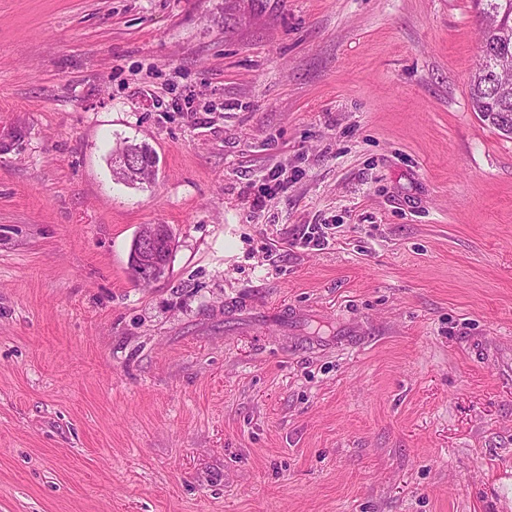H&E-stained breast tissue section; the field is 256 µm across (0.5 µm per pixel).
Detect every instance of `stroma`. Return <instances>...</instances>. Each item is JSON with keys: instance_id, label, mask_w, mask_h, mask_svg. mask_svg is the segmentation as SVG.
Returning a JSON list of instances; mask_svg holds the SVG:
<instances>
[{"instance_id": "35a3bbf8", "label": "stroma", "mask_w": 512, "mask_h": 512, "mask_svg": "<svg viewBox=\"0 0 512 512\" xmlns=\"http://www.w3.org/2000/svg\"><path fill=\"white\" fill-rule=\"evenodd\" d=\"M478 58L473 0H0V512H512ZM166 224H144L138 233V249L133 262L138 269L151 268L157 263V251L160 240L168 233Z\"/></svg>"}]
</instances>
